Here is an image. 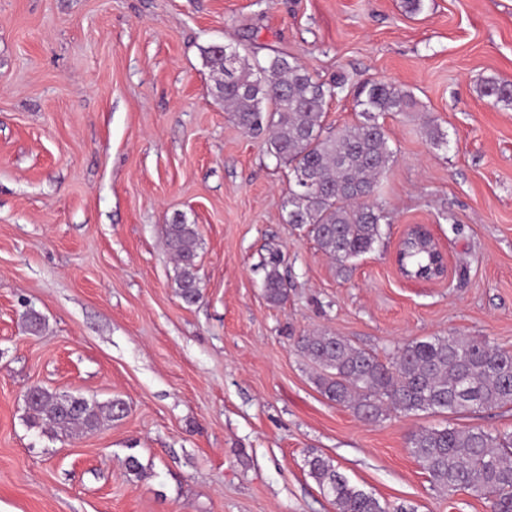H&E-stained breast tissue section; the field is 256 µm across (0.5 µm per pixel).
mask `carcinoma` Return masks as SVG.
<instances>
[{
  "instance_id": "obj_1",
  "label": "carcinoma",
  "mask_w": 512,
  "mask_h": 512,
  "mask_svg": "<svg viewBox=\"0 0 512 512\" xmlns=\"http://www.w3.org/2000/svg\"><path fill=\"white\" fill-rule=\"evenodd\" d=\"M202 57L214 76L212 95L239 127L253 136H268L269 154L292 171L287 223L309 227L320 249L341 266L371 251L387 215L368 198L394 161L378 116L408 111L414 105L412 94L385 81H365L356 91L363 120L326 134L327 108L341 83L319 82L279 52L263 65L255 54L243 55L231 46L223 53L211 44L202 49ZM480 91L495 105L512 106V83L490 78L482 81ZM304 171L317 189L300 186L298 174ZM164 234L179 265L178 294L195 304L201 299L195 225L177 215L165 225ZM431 259L433 255L414 242L405 243L401 251L402 263L413 270L431 265ZM282 261V255L273 252L266 263L264 293L274 305L288 298ZM296 348L311 365L321 394L365 421H377L389 412L512 408V351L483 338L448 335L410 342L387 363L330 332L300 336ZM124 413L120 399L102 406L84 398L66 406L62 395L43 387L26 402L29 426L53 436L93 432ZM408 444L436 489L463 490L487 500L491 512H512L511 430L422 429ZM308 466L336 512H406L401 506L382 505L351 484L329 459L314 456Z\"/></svg>"
}]
</instances>
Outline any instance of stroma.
I'll return each mask as SVG.
<instances>
[{"instance_id": "35a3bbf8", "label": "stroma", "mask_w": 512, "mask_h": 512, "mask_svg": "<svg viewBox=\"0 0 512 512\" xmlns=\"http://www.w3.org/2000/svg\"><path fill=\"white\" fill-rule=\"evenodd\" d=\"M212 43L341 82L332 132L359 121L362 81L414 95L382 118L396 161L372 251L343 268L287 223L289 170L213 98ZM487 77L512 82V0H425L416 16L403 0H0V512H336L313 455L393 507L489 512L433 488L408 437L508 429L512 410L367 422L319 393L295 345L328 331L383 361L448 334L512 350V106L481 95ZM177 214L200 239L192 305L163 235ZM411 224L446 279L400 275ZM275 249L280 305L263 294ZM34 386L127 411L51 438L25 421Z\"/></svg>"}]
</instances>
